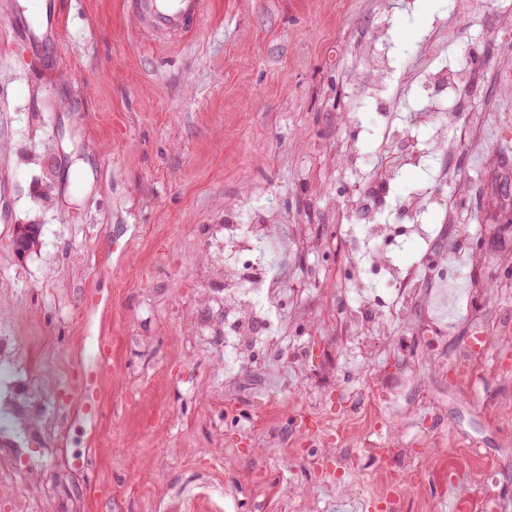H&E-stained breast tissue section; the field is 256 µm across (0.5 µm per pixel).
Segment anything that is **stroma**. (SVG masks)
Listing matches in <instances>:
<instances>
[{"label":"stroma","mask_w":512,"mask_h":512,"mask_svg":"<svg viewBox=\"0 0 512 512\" xmlns=\"http://www.w3.org/2000/svg\"><path fill=\"white\" fill-rule=\"evenodd\" d=\"M59 8L44 52L1 49L0 333L47 401H17L19 426L0 430V512H443L435 470L469 443L491 462L512 433V0H207L185 40L149 48L128 0ZM380 24L400 61L379 110L357 45ZM474 49L482 61L448 102L449 149L393 190L447 197L453 222L424 215L429 245L443 260L463 238L477 299L437 322L432 288L405 304L381 289L384 336L358 339L336 228L360 223L350 193L374 180L388 121L419 109L420 75ZM350 139L370 160L353 173ZM231 204L284 236L304 225L307 240L283 263L296 286L276 311L278 349L255 348L234 379L220 340L200 333L220 263L208 233ZM20 224L42 227L22 261ZM310 275L321 287H305ZM474 316L493 325L477 380L449 362ZM348 383L366 387L381 447L406 448L404 494H381L380 472L357 463L343 474L357 496L321 481ZM242 411L252 430L236 425ZM285 430L294 451L278 444ZM450 491L512 512V470Z\"/></svg>","instance_id":"35a3bbf8"}]
</instances>
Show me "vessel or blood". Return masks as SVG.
I'll list each match as a JSON object with an SVG mask.
<instances>
[{
  "instance_id": "vessel-or-blood-1",
  "label": "vessel or blood",
  "mask_w": 512,
  "mask_h": 512,
  "mask_svg": "<svg viewBox=\"0 0 512 512\" xmlns=\"http://www.w3.org/2000/svg\"><path fill=\"white\" fill-rule=\"evenodd\" d=\"M130 6L142 31L182 38L189 33L192 22L203 15L206 0H130ZM58 23L56 0H46L42 15L35 20L23 10H15L10 18L9 33L39 53L55 33Z\"/></svg>"
}]
</instances>
